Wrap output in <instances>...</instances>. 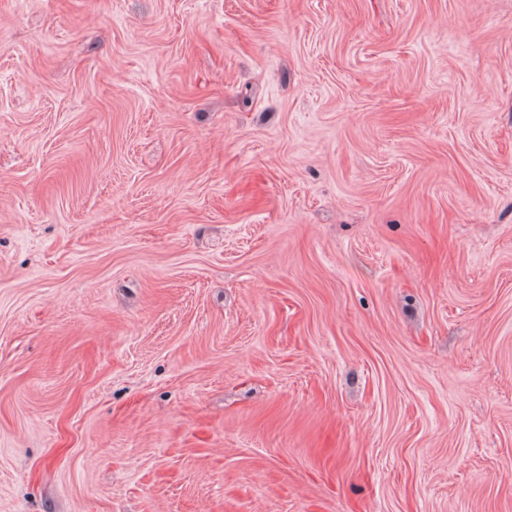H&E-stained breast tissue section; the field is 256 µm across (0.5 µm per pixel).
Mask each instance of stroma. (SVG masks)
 Segmentation results:
<instances>
[{
    "mask_svg": "<svg viewBox=\"0 0 512 512\" xmlns=\"http://www.w3.org/2000/svg\"><path fill=\"white\" fill-rule=\"evenodd\" d=\"M0 512H512V0H0Z\"/></svg>",
    "mask_w": 512,
    "mask_h": 512,
    "instance_id": "35a3bbf8",
    "label": "stroma"
}]
</instances>
